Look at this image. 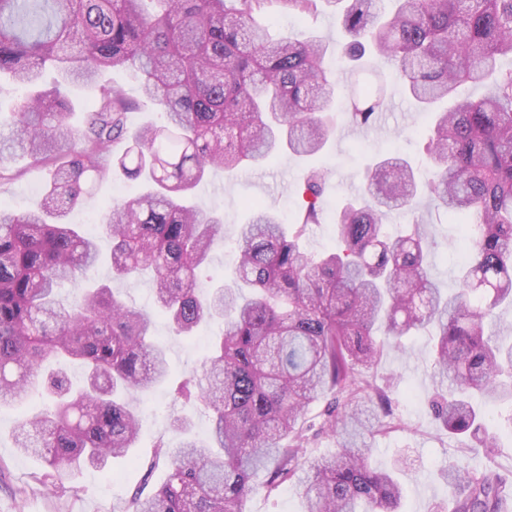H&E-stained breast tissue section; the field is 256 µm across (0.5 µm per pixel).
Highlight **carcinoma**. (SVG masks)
Here are the masks:
<instances>
[{"label":"carcinoma","instance_id":"obj_1","mask_svg":"<svg viewBox=\"0 0 512 512\" xmlns=\"http://www.w3.org/2000/svg\"><path fill=\"white\" fill-rule=\"evenodd\" d=\"M299 21L332 6L349 42V67L366 53L391 64L420 112L431 116L421 180L404 158L386 155L367 170L361 195L336 210L339 248L313 256L300 232L262 204L236 237L234 288L203 287L198 270L224 218L187 204L215 167H260L286 150L320 153L336 128L335 88L322 69L328 44L317 36L269 38L258 19L273 4ZM512 0H397L382 18L376 0H0V79L28 94L0 122V157L30 156L47 172L39 207L0 206V407L30 393L48 401L19 424L14 447L35 456L36 477L56 494L85 465L133 447L134 396L166 379L169 364L152 340L150 315L106 283L78 286L66 304L60 287L100 257L95 236L68 220L94 185L121 172L146 185L112 203L100 226L112 239V278L150 275L156 310L180 336L220 319L223 329L202 371L177 388L212 418L207 440L185 437L157 450L167 480L132 494L123 512H244L260 488L295 479L303 512H399L396 470L370 467L364 441L389 413L388 391L371 390L367 370L382 355L375 333L396 339L430 326L434 376L447 384L432 405L455 437H496L482 430V406L512 404V329L488 333L497 309L512 304ZM133 69L164 122L133 129L136 102L102 83V71ZM361 98L349 119L368 125L386 103L388 76ZM493 84L443 112L465 83ZM94 97L71 127L66 91ZM326 173H307L297 226L319 224ZM426 196L461 227L465 258L459 289L433 280L429 241L419 218L391 236L383 218ZM66 358L84 369L75 387L45 371ZM329 402L319 430L339 437L336 452L308 461L306 406ZM265 473L259 485L257 473ZM453 512H503L506 480L476 469L446 468Z\"/></svg>","mask_w":512,"mask_h":512}]
</instances>
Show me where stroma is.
<instances>
[{
  "label": "stroma",
  "mask_w": 512,
  "mask_h": 512,
  "mask_svg": "<svg viewBox=\"0 0 512 512\" xmlns=\"http://www.w3.org/2000/svg\"><path fill=\"white\" fill-rule=\"evenodd\" d=\"M263 22L275 37L295 36L306 28L329 42L324 61L327 77L339 84L342 97H349L352 80L338 65V46L343 39L335 15L327 12L302 25L274 6ZM386 99L387 106L375 124L358 130L343 124L330 137L323 154L315 157V164L327 172L322 197L325 212H333L337 202L361 191L373 157L387 151L410 158L421 174H428L423 142L418 136L427 127L424 113L415 111L397 87H388ZM7 164L20 170L21 176L0 193V205L17 212L36 209L42 197L44 171L20 155L9 158ZM304 167V160L284 150L272 164L245 168L233 176L219 168L209 172L196 188L192 201L203 210L223 214L224 239L214 245L200 271L201 280L231 284L238 263L235 233L248 218L252 201L262 202L286 220L295 215L302 202ZM141 190L139 181L114 177L103 182L82 207L73 210L69 220L98 235L102 254H109L112 242L100 233L99 215L113 198L133 196ZM416 217L432 229L435 279L441 288L454 289L459 226L465 223V216L449 217L445 208L424 199L415 210L393 211L386 219V227L395 234ZM221 328V322L213 321L201 325L194 336L183 337L174 335L164 318H156L155 340L166 351L172 379L201 370L207 348ZM404 344V350L385 351L370 371L374 383L388 389L392 412L369 440L373 449L369 462L378 470L400 464L404 486L400 512H435L436 506H451V489L441 474L449 463L466 469H488L512 480V429L505 423L512 407L499 406L491 412L489 426L498 436V446L492 454H485L474 443L450 436L430 411L436 394L432 378L433 342L427 331L419 330L405 338ZM134 406L139 437L131 453L113 460L106 469L87 467L76 472L70 491L56 496L48 494L36 480L43 469L42 462L19 453L13 444L17 426L42 410L41 400L32 395L17 405L0 408V512H122L131 495L144 483L155 486L162 482L164 468H151L150 462L156 445H178L180 436L172 427L174 418H190L196 437L202 439L207 435V411L173 400L166 388L138 395Z\"/></svg>",
  "instance_id": "1"
}]
</instances>
